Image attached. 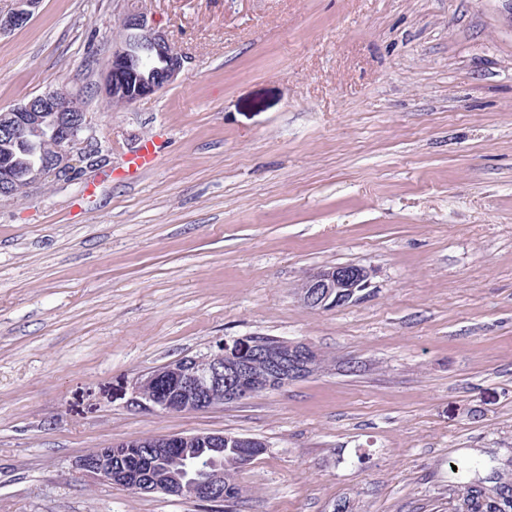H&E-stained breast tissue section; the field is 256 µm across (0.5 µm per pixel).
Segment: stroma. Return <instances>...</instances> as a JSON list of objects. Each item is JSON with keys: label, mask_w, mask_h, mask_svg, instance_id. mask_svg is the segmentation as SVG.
<instances>
[{"label": "stroma", "mask_w": 512, "mask_h": 512, "mask_svg": "<svg viewBox=\"0 0 512 512\" xmlns=\"http://www.w3.org/2000/svg\"><path fill=\"white\" fill-rule=\"evenodd\" d=\"M186 57L128 107L100 82L127 0L0 33V111L83 91L110 164L0 204V512H448L449 464L512 471V16L503 0H150ZM155 135L154 167L125 175ZM376 274L301 304L324 266ZM243 336L322 371L189 413L137 375ZM261 440L228 506L87 481L92 448ZM376 272L360 265L320 268L309 273L297 285L301 303L313 310H330L358 301Z\"/></svg>", "instance_id": "1"}]
</instances>
